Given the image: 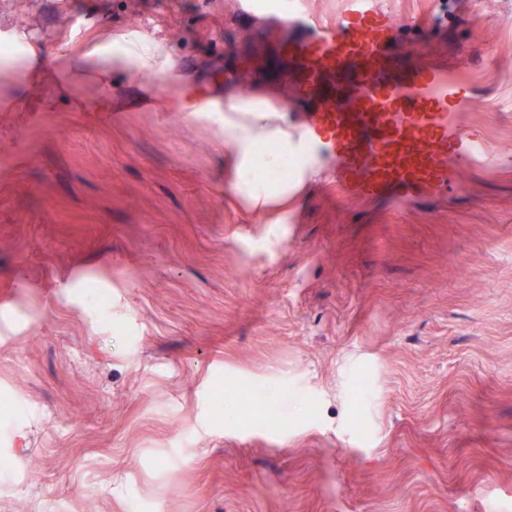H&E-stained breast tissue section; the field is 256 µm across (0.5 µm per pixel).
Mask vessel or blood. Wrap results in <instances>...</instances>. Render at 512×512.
Listing matches in <instances>:
<instances>
[{
	"instance_id": "vessel-or-blood-1",
	"label": "vessel or blood",
	"mask_w": 512,
	"mask_h": 512,
	"mask_svg": "<svg viewBox=\"0 0 512 512\" xmlns=\"http://www.w3.org/2000/svg\"><path fill=\"white\" fill-rule=\"evenodd\" d=\"M268 17L297 31L283 47L292 64L283 78L310 107L289 127L348 194L430 200L459 190L462 166L502 162L463 119L476 105L469 87L397 50L401 29L428 34V16L401 22L381 0H344L325 23L296 0H275Z\"/></svg>"
}]
</instances>
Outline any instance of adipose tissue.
Wrapping results in <instances>:
<instances>
[{
  "label": "adipose tissue",
  "instance_id": "1",
  "mask_svg": "<svg viewBox=\"0 0 512 512\" xmlns=\"http://www.w3.org/2000/svg\"><path fill=\"white\" fill-rule=\"evenodd\" d=\"M105 69L133 68L135 74L148 75L163 72L170 67V58L162 44H131L113 48L99 55ZM224 134L234 154L238 158L234 186L237 192L247 197L255 205H287L300 184L303 173L310 171V152L295 142L287 125L282 122L278 108L254 109L243 105L234 95L224 98ZM261 143L274 144L276 155L267 157V165H274L278 159L290 157L296 161V169L288 184L270 186L251 178L255 160V148Z\"/></svg>",
  "mask_w": 512,
  "mask_h": 512
}]
</instances>
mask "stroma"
<instances>
[{
	"instance_id": "obj_1",
	"label": "stroma",
	"mask_w": 512,
	"mask_h": 512,
	"mask_svg": "<svg viewBox=\"0 0 512 512\" xmlns=\"http://www.w3.org/2000/svg\"><path fill=\"white\" fill-rule=\"evenodd\" d=\"M286 38L236 0H0V512H512V0L401 43L505 157L402 208L232 191L226 93L305 109ZM115 40L168 82L97 70ZM228 383L286 421L225 423ZM100 65L108 71L125 69L136 75H148L164 72L170 67V58L162 44L153 42L150 45L129 44L124 47H114L111 52L103 51L98 56ZM135 68L129 69L130 61Z\"/></svg>"
}]
</instances>
